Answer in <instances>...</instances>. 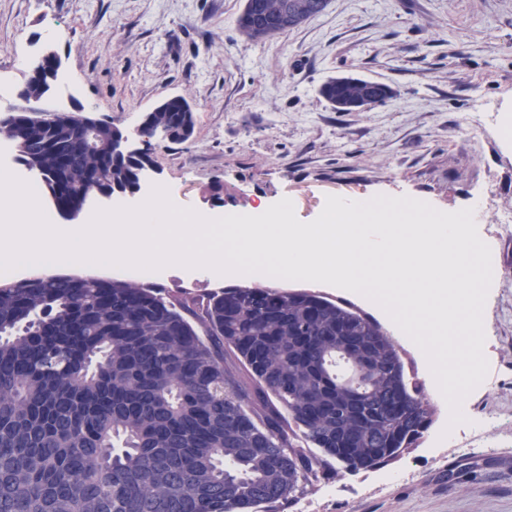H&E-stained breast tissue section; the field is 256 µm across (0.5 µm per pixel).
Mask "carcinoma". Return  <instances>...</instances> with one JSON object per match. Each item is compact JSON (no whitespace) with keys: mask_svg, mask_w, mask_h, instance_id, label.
<instances>
[{"mask_svg":"<svg viewBox=\"0 0 512 512\" xmlns=\"http://www.w3.org/2000/svg\"><path fill=\"white\" fill-rule=\"evenodd\" d=\"M323 0H246L240 34L283 33ZM336 112L391 95L361 78L319 88ZM14 116L17 158L41 189L81 205L89 189L127 194L151 153L117 150L124 131ZM185 143L194 108L163 99L141 121ZM233 356L241 379L227 366ZM372 371L352 389L336 361ZM402 351L355 304L311 291L49 274L0 284V512H280L321 476L398 457L431 421Z\"/></svg>","mask_w":512,"mask_h":512,"instance_id":"obj_1","label":"carcinoma"}]
</instances>
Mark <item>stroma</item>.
I'll use <instances>...</instances> for the list:
<instances>
[{
    "mask_svg": "<svg viewBox=\"0 0 512 512\" xmlns=\"http://www.w3.org/2000/svg\"><path fill=\"white\" fill-rule=\"evenodd\" d=\"M245 0H0V86L16 96L52 43L69 98L131 131L161 100L187 97L190 142L157 139L162 183L182 207L247 210L289 198L316 219L327 196H409L455 212L488 200L480 238L493 253L483 312L489 371L448 406L417 346L398 338L407 372L434 410L417 444L353 475L322 478L284 512H512V0H329L302 26L241 36ZM388 85L363 112L320 96L331 77Z\"/></svg>",
    "mask_w": 512,
    "mask_h": 512,
    "instance_id": "1",
    "label": "stroma"
}]
</instances>
